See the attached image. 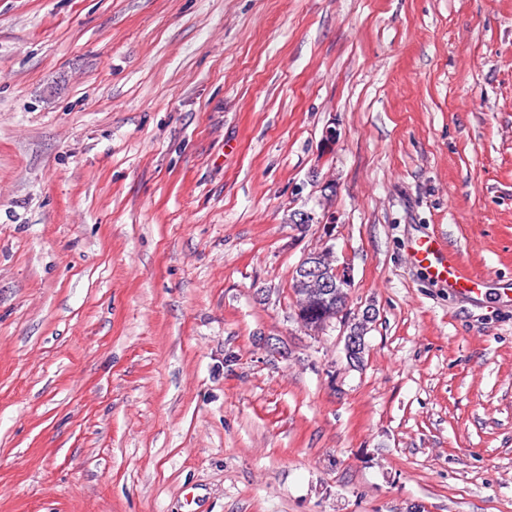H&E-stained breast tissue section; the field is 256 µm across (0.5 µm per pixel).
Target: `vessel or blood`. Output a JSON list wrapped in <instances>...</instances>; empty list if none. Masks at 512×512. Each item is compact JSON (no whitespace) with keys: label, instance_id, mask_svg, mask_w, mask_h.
Listing matches in <instances>:
<instances>
[{"label":"vessel or blood","instance_id":"1","mask_svg":"<svg viewBox=\"0 0 512 512\" xmlns=\"http://www.w3.org/2000/svg\"><path fill=\"white\" fill-rule=\"evenodd\" d=\"M409 260L434 280L448 284L464 294L478 296L482 293L481 280L465 275L455 254L436 237L426 235L414 239Z\"/></svg>","mask_w":512,"mask_h":512}]
</instances>
